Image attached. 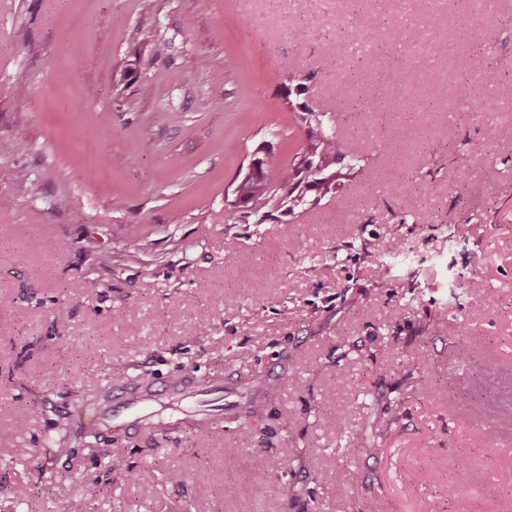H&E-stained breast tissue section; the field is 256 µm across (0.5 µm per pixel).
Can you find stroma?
I'll return each mask as SVG.
<instances>
[{
    "label": "stroma",
    "instance_id": "obj_1",
    "mask_svg": "<svg viewBox=\"0 0 512 512\" xmlns=\"http://www.w3.org/2000/svg\"><path fill=\"white\" fill-rule=\"evenodd\" d=\"M351 4L363 62L335 14L295 47L293 9L263 0H0V512L19 486L29 512H512V0H426L421 42L450 16L499 30L398 85L397 0ZM476 54L492 140L465 84L430 80ZM131 64L158 95L116 97ZM292 74L335 118L344 177L292 216L229 220L257 147L286 165L301 144ZM85 278L101 288L75 294ZM119 369L181 380L154 405L166 430L98 422ZM373 424L378 450L357 448Z\"/></svg>",
    "mask_w": 512,
    "mask_h": 512
}]
</instances>
